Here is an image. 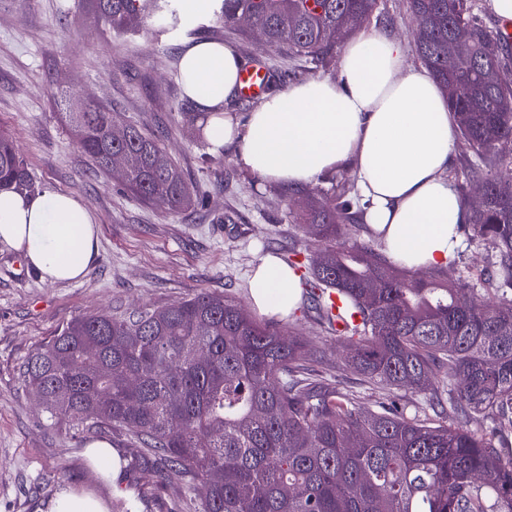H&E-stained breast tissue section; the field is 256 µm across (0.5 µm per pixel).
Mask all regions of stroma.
Instances as JSON below:
<instances>
[{
	"label": "stroma",
	"instance_id": "1",
	"mask_svg": "<svg viewBox=\"0 0 512 512\" xmlns=\"http://www.w3.org/2000/svg\"><path fill=\"white\" fill-rule=\"evenodd\" d=\"M364 29L400 35L407 62L421 66L416 24L407 0H378ZM232 44L247 63L281 71L285 83L336 78L341 47L322 62L268 48L259 33L242 36L215 15L187 14L168 35L152 26L117 33L89 0H0V131L14 140L35 178L36 189L68 193L94 215L99 249L83 280H42L20 253L0 246V512H40L64 489L86 490L118 500L140 496V512H172L184 497L180 484L155 488L141 468L143 450L125 431L105 432L124 465L117 481L87 455L85 432L54 426L19 366L35 344L47 341L71 318L100 310L164 308L201 292L249 300L248 274L257 254L274 248L280 257L299 251L308 261L314 241L300 216L310 205L338 197L351 168L292 189L263 182L242 170L233 147L210 151L197 135L203 115L187 103L177 75V54L187 41ZM110 106L117 127L138 125L159 137L192 184L209 196L205 208L174 211L147 205L121 187L113 172L97 170L71 135L64 96ZM461 247L442 277L479 282L492 251L460 232Z\"/></svg>",
	"mask_w": 512,
	"mask_h": 512
}]
</instances>
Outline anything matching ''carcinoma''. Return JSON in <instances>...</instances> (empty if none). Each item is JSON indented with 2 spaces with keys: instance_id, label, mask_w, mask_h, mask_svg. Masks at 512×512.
I'll return each instance as SVG.
<instances>
[{
  "instance_id": "cac0c4a2",
  "label": "carcinoma",
  "mask_w": 512,
  "mask_h": 512,
  "mask_svg": "<svg viewBox=\"0 0 512 512\" xmlns=\"http://www.w3.org/2000/svg\"><path fill=\"white\" fill-rule=\"evenodd\" d=\"M233 28L242 19L267 46L324 58L373 14L377 0H214ZM116 32L153 21L179 29L177 0H92ZM421 30L417 51L443 86L468 151L463 176L485 187L470 212L473 236L492 249L495 297L422 276L374 252L346 246L352 202L304 216L319 242L302 276L305 314L342 348L350 369L392 391L431 392L437 419L411 417L393 400L363 411L340 381L312 373L320 350L283 324L258 323L227 295L68 321L19 368L47 419L88 433L124 430L145 451L156 481L181 482L198 512H512V87L490 77L509 63L504 39L478 0H407ZM467 58L448 57L459 28ZM77 147L101 169L124 160L125 188L149 203L194 208L197 196L156 136L135 126L110 136L112 108L66 99ZM33 182L12 138L0 132V189ZM378 287L369 290L366 284ZM336 290V302L326 289ZM482 416L488 430L462 420ZM353 442L356 447L349 448Z\"/></svg>"
}]
</instances>
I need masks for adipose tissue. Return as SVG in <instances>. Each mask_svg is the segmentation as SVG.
Listing matches in <instances>:
<instances>
[{"mask_svg": "<svg viewBox=\"0 0 512 512\" xmlns=\"http://www.w3.org/2000/svg\"><path fill=\"white\" fill-rule=\"evenodd\" d=\"M244 59L233 47L202 40L184 45L177 70L206 113L205 140L231 145L235 161L266 182L299 188L348 166L363 220L384 254L410 269L443 268L468 221L448 177L455 122L427 69L406 63L402 39L380 30L346 42L336 79L289 84L246 116L227 111ZM20 252L42 280L83 278L98 255L97 224L76 197L48 187L0 193V245ZM250 299L259 312L296 311L299 275L279 257L257 258Z\"/></svg>", "mask_w": 512, "mask_h": 512, "instance_id": "ef3b65f1", "label": "adipose tissue"}]
</instances>
